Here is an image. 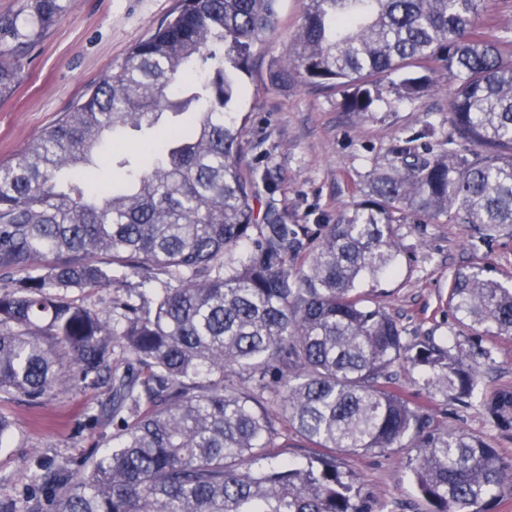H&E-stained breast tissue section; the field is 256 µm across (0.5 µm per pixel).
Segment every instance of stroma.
I'll list each match as a JSON object with an SVG mask.
<instances>
[{
	"instance_id": "35a3bbf8",
	"label": "stroma",
	"mask_w": 512,
	"mask_h": 512,
	"mask_svg": "<svg viewBox=\"0 0 512 512\" xmlns=\"http://www.w3.org/2000/svg\"><path fill=\"white\" fill-rule=\"evenodd\" d=\"M178 0H70L66 12L39 40L32 62L14 94L0 101V162L101 78L117 69L129 50L154 32ZM306 0H278L274 33L255 44L248 74L242 75L232 112L243 128L245 171L271 173L273 194L263 195L290 224L333 223L360 199L373 170L386 167L394 147L418 152L439 149L448 137V84L438 82L416 100L399 98V75L379 83L371 113L346 111L345 91L303 81L279 85L276 72L292 53ZM401 248L394 275L360 284L364 297L397 320L404 336L451 340L478 351L482 380L474 396L460 402L427 392L420 369L395 366L397 381L432 427L484 439L512 459V335L495 336L448 309V285L471 263L487 266L499 279L512 277V239L472 243L468 225L440 215L415 224L396 223ZM111 287L70 289L69 301L108 315L112 299L127 291L163 287L162 274L149 279L123 276L102 258ZM110 391L86 381L40 403L0 392V415L13 425L9 447L0 448V502L15 499L30 463L45 458L77 462L104 447L111 428L86 429L89 417L108 407ZM411 452L391 448L341 454L337 464L352 476L370 512H429L411 478Z\"/></svg>"
}]
</instances>
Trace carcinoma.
I'll return each mask as SVG.
<instances>
[{"mask_svg":"<svg viewBox=\"0 0 512 512\" xmlns=\"http://www.w3.org/2000/svg\"><path fill=\"white\" fill-rule=\"evenodd\" d=\"M277 0H180L69 111L0 163V391L32 402L79 381L108 387L90 419L112 446L79 468L37 462L25 494L0 512H366L336 453L410 448L412 477L432 512H477L512 493V461L485 441L429 430L391 368L426 370L427 390L469 398L473 355L458 343L411 342L357 282L393 271L396 215L442 214L481 241L512 238V28L485 32L486 0H307L292 62L277 73L347 87L367 114L378 79L415 98L448 81L446 146L393 150L361 199L309 232L267 207L271 176L247 178L230 115L251 49L276 24ZM65 0H25L0 16V99ZM141 133L138 152L112 148L120 181L98 180L105 138ZM106 254L133 274L172 284L112 299L114 322L65 296L104 288ZM448 305L512 334V285L480 266L459 270ZM120 347L134 361L112 366ZM279 409L315 456L255 464Z\"/></svg>","mask_w":512,"mask_h":512,"instance_id":"carcinoma-1","label":"carcinoma"}]
</instances>
